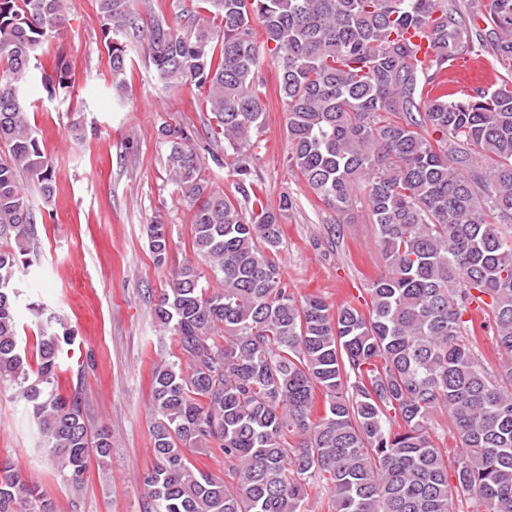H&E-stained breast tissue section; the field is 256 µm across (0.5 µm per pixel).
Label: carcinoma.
<instances>
[{
  "instance_id": "carcinoma-1",
  "label": "carcinoma",
  "mask_w": 512,
  "mask_h": 512,
  "mask_svg": "<svg viewBox=\"0 0 512 512\" xmlns=\"http://www.w3.org/2000/svg\"><path fill=\"white\" fill-rule=\"evenodd\" d=\"M137 2L95 0L113 88L123 90L128 42L140 40L163 81L203 93L236 178L235 194L213 190L184 129H161L209 275L187 263L156 299L179 353L153 373L147 512H305L312 492L327 496L328 512H454L460 490L473 512H512V367L509 386L491 378L466 318L482 313L480 327H493L512 358V0H469L467 11L458 0H201L218 25L192 34L144 18ZM66 25L65 0H0V379L31 405L49 454L78 485L91 454L109 455L112 442L91 431L81 392L57 387L59 352L74 336L47 318L32 377L15 320L16 273L37 232L19 175L47 199L56 189L20 84ZM416 36L431 49L423 60ZM264 48L288 112L291 166L338 221L361 208L375 225L388 272L365 310H333L282 280L293 201L284 194L273 208L248 181ZM476 52L495 59L494 86L425 95L448 86L449 62ZM68 84L59 59L43 87ZM147 232L161 265L166 225ZM437 412L463 450L451 468L430 434ZM213 447L222 478L186 455ZM0 512L55 506L1 460Z\"/></svg>"
}]
</instances>
